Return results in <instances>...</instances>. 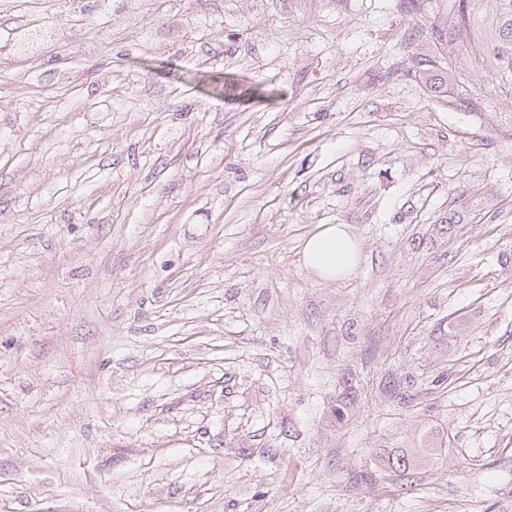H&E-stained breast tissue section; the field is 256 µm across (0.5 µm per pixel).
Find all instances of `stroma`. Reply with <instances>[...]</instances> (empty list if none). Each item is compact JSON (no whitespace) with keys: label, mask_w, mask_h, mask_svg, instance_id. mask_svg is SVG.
<instances>
[{"label":"stroma","mask_w":512,"mask_h":512,"mask_svg":"<svg viewBox=\"0 0 512 512\" xmlns=\"http://www.w3.org/2000/svg\"><path fill=\"white\" fill-rule=\"evenodd\" d=\"M0 512H512V102L407 0H0ZM347 225L360 259L302 248ZM431 429L405 476L380 450ZM346 228L344 224L321 225L303 247V264L328 279L351 271L357 264L359 248ZM431 435V436H430ZM433 430L424 432L420 436V447L422 441H426V448H391L380 454L379 464L381 467L392 472L408 473L417 470L430 462H437L447 452L448 440L437 437ZM427 438V439H426ZM401 462L403 464H401Z\"/></svg>","instance_id":"1"}]
</instances>
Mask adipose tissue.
Listing matches in <instances>:
<instances>
[{"label":"adipose tissue","mask_w":512,"mask_h":512,"mask_svg":"<svg viewBox=\"0 0 512 512\" xmlns=\"http://www.w3.org/2000/svg\"><path fill=\"white\" fill-rule=\"evenodd\" d=\"M358 258V244L342 224L321 225L302 251L304 265L328 279L351 271Z\"/></svg>","instance_id":"adipose-tissue-1"}]
</instances>
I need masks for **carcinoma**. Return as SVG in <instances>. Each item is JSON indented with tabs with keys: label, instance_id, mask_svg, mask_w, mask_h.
<instances>
[{
	"label": "carcinoma",
	"instance_id": "1",
	"mask_svg": "<svg viewBox=\"0 0 512 512\" xmlns=\"http://www.w3.org/2000/svg\"><path fill=\"white\" fill-rule=\"evenodd\" d=\"M429 22V47L415 61L413 75L437 97L459 94L458 105L467 111L481 110L474 87L455 63L461 56L471 67L486 70L500 96L512 100V0H494L493 9L479 0H438ZM424 448H391L380 454L381 467L408 473L440 460L448 440L429 430L420 436Z\"/></svg>",
	"mask_w": 512,
	"mask_h": 512
}]
</instances>
